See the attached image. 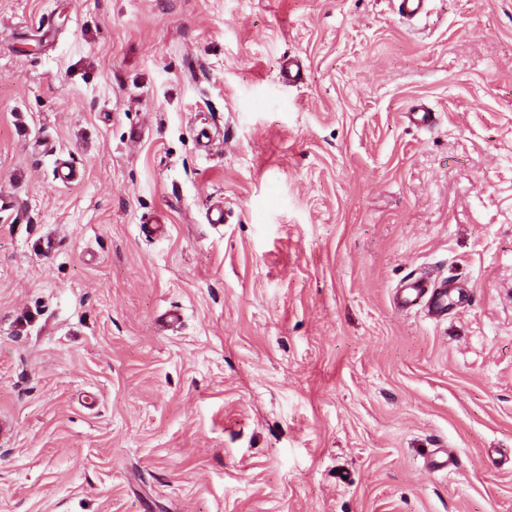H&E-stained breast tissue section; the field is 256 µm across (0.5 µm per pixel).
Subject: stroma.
I'll list each match as a JSON object with an SVG mask.
<instances>
[{"instance_id": "35a3bbf8", "label": "stroma", "mask_w": 512, "mask_h": 512, "mask_svg": "<svg viewBox=\"0 0 512 512\" xmlns=\"http://www.w3.org/2000/svg\"><path fill=\"white\" fill-rule=\"evenodd\" d=\"M0 199V512H512V0H0ZM448 281L416 277L396 291V309L399 311L421 306L430 318H440L448 310Z\"/></svg>"}]
</instances>
